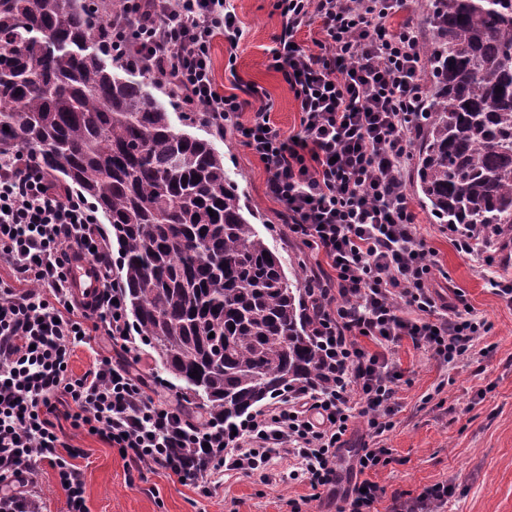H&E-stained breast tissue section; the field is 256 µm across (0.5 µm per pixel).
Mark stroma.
<instances>
[{
  "label": "stroma",
  "mask_w": 512,
  "mask_h": 512,
  "mask_svg": "<svg viewBox=\"0 0 512 512\" xmlns=\"http://www.w3.org/2000/svg\"><path fill=\"white\" fill-rule=\"evenodd\" d=\"M244 37L236 51L216 38L212 58L218 83L231 90L232 75L262 86L273 102L271 118L284 135L299 128L292 92L280 73L269 67L273 37L280 17L273 0H232ZM236 55L235 71H228L229 55ZM218 147L224 165L259 217V231L286 265L308 277L315 264L280 216L279 205L266 192L263 163L246 148L232 125H225ZM420 232L432 251L443 290L462 292L490 329L479 347L488 353L480 361L443 366L429 352L403 338L391 350L402 373L398 383V411L394 427L383 438L392 451L389 465L371 473L383 487L377 512H388L394 494L417 496L436 484L448 488V512H512V302L490 288L477 265L458 253L445 225L432 223L427 210L414 204ZM61 402L52 421L59 438L80 454L86 512H336L328 495L314 496L308 482L289 479L294 462L274 458L265 476L233 472L220 475L209 493L148 468L137 469L118 449L95 435L74 429ZM31 486L45 512H69L58 476L47 463L36 464Z\"/></svg>",
  "instance_id": "1"
}]
</instances>
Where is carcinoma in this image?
Masks as SVG:
<instances>
[{
    "label": "carcinoma",
    "instance_id": "obj_1",
    "mask_svg": "<svg viewBox=\"0 0 512 512\" xmlns=\"http://www.w3.org/2000/svg\"><path fill=\"white\" fill-rule=\"evenodd\" d=\"M105 20L88 0H0V156L22 143L60 187L95 201L118 246L132 332L231 428L316 378L305 283L245 216L214 143L224 129L206 112L183 121L211 138L176 129L180 97L102 42ZM426 22L416 193L437 223L505 249L512 0H428Z\"/></svg>",
    "mask_w": 512,
    "mask_h": 512
}]
</instances>
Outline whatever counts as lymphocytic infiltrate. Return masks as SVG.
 <instances>
[{
  "label": "lymphocytic infiltrate",
  "instance_id": "obj_1",
  "mask_svg": "<svg viewBox=\"0 0 512 512\" xmlns=\"http://www.w3.org/2000/svg\"><path fill=\"white\" fill-rule=\"evenodd\" d=\"M406 2L274 0L281 30L270 66L294 93L293 137L273 124L262 87L239 79L228 94L216 81L214 38L233 50L243 36L230 0H126L124 12L108 17L105 43L172 82L186 105L232 121L264 163L289 231L326 258L330 273L305 283L326 384L286 389L231 432L221 420L189 415L181 400L111 357L73 377L75 346L97 335L128 341L127 306L91 204L55 190L34 153L18 146L0 157V263L11 271L0 278V512H43L28 489L40 462L56 469L71 512H85L82 474L51 421L62 397L74 405L76 429L182 485L206 492L220 473L262 474L272 458L286 457L296 464L291 478L326 490L336 512H372L383 489L370 474L390 463L391 451L349 447L347 435L358 417L375 439L392 428L400 377L392 346L407 337L441 364L473 362L490 328L462 294L436 289V264L403 188L424 96L418 30L388 26ZM311 27L312 45L298 42ZM72 249L98 269L94 305L77 303L64 286ZM362 336L377 351L364 349Z\"/></svg>",
  "mask_w": 512,
  "mask_h": 512
}]
</instances>
